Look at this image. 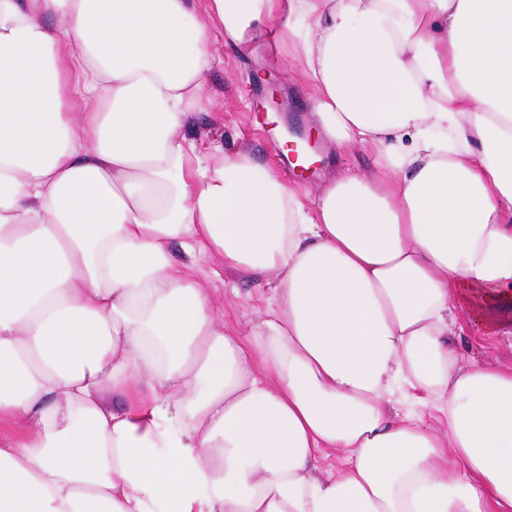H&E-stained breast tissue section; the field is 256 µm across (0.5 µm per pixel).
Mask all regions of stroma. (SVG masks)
<instances>
[{
    "label": "stroma",
    "mask_w": 512,
    "mask_h": 512,
    "mask_svg": "<svg viewBox=\"0 0 512 512\" xmlns=\"http://www.w3.org/2000/svg\"><path fill=\"white\" fill-rule=\"evenodd\" d=\"M223 62L207 75L211 105L198 113L185 134L196 141L222 142L225 151L246 147L261 165L280 168L277 144L287 133L290 114L302 116L301 129L315 131L310 91L294 62L277 56L271 47L260 45L243 55L232 46L216 42ZM348 167L364 176L376 170L372 147L327 150L324 159L311 170L289 169L283 179L300 193L316 196L336 168ZM189 275L211 296L212 313L225 330L246 332L250 320L264 309L263 292L257 282L226 272L218 260H202ZM455 342L467 357L487 367L512 370V338L487 336L471 328L459 330Z\"/></svg>",
    "instance_id": "obj_1"
}]
</instances>
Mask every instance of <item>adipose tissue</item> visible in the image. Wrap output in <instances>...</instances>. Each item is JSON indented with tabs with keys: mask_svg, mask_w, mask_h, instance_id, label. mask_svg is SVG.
Segmentation results:
<instances>
[{
	"mask_svg": "<svg viewBox=\"0 0 512 512\" xmlns=\"http://www.w3.org/2000/svg\"><path fill=\"white\" fill-rule=\"evenodd\" d=\"M218 39L375 175L202 152ZM201 256L266 280L245 335ZM464 311L512 334V0H0V512H512Z\"/></svg>",
	"mask_w": 512,
	"mask_h": 512,
	"instance_id": "ef3b65f1",
	"label": "adipose tissue"
}]
</instances>
